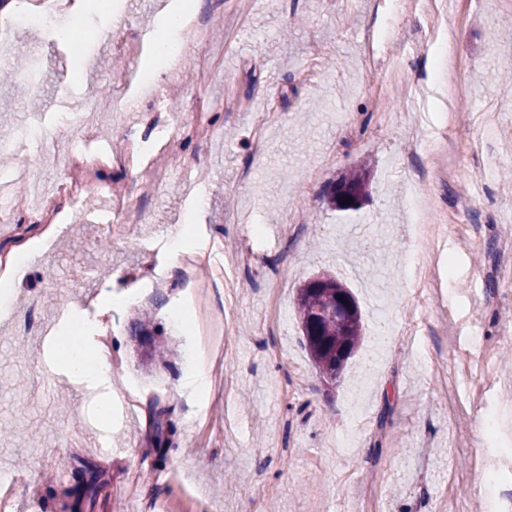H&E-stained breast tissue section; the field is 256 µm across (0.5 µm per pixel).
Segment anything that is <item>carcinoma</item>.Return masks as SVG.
I'll use <instances>...</instances> for the list:
<instances>
[{
    "instance_id": "obj_1",
    "label": "carcinoma",
    "mask_w": 512,
    "mask_h": 512,
    "mask_svg": "<svg viewBox=\"0 0 512 512\" xmlns=\"http://www.w3.org/2000/svg\"><path fill=\"white\" fill-rule=\"evenodd\" d=\"M369 184L368 166L362 165L351 170L335 186L330 204L338 210L350 209V205L343 204V200L351 198L360 201L366 195ZM342 287L344 284L335 276L323 272L306 281L299 288L296 298L298 319L307 323L303 344L313 368L325 380H334L336 375L344 373L364 338L363 318L358 309L336 312L339 289ZM134 335L141 339L153 359L163 360L172 355L169 345L155 338L149 316L138 318ZM164 413L165 410H159L154 405L150 407L153 438L160 453L170 443L168 434L162 428Z\"/></svg>"
}]
</instances>
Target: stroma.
<instances>
[{
    "label": "stroma",
    "mask_w": 512,
    "mask_h": 512,
    "mask_svg": "<svg viewBox=\"0 0 512 512\" xmlns=\"http://www.w3.org/2000/svg\"><path fill=\"white\" fill-rule=\"evenodd\" d=\"M18 39L41 78L38 91L23 88L15 60L0 62V140L14 158L0 176L63 178L51 138L91 102L103 108L93 147L124 154L125 127L106 113L102 89L128 58L106 39L83 50L52 29ZM181 85L168 102V177L140 200L142 224L112 235L97 199L66 207L49 237L34 224L0 230V254L26 243L35 255L13 318L0 317V473L20 477L12 512H63L59 477L87 462L104 480L92 512H443L458 500L488 512L471 493L477 464L505 443L484 410L504 411L498 428L512 433V364L501 358L512 290L500 278L512 264V183L502 178L512 169V99L502 97L512 88V0H224L205 60H185ZM64 87L74 109L59 104ZM267 110L276 118L258 153L252 134ZM365 160L367 196L331 208V184ZM287 216L299 237L281 235ZM166 224L189 226L191 247L172 252L156 236ZM354 225L371 226L372 241L351 235ZM197 257L208 305L224 315L208 354L184 278ZM418 266L435 270L443 295L422 314L408 287ZM324 271L351 288L366 329L334 384L313 369L295 309L299 288ZM35 296L33 331L19 334ZM380 303L394 341L365 371ZM75 309L113 347L100 365L106 418L98 390L65 374L43 339L62 335ZM144 309L174 349L168 365L143 362L129 334ZM474 327L479 354L465 351ZM423 341L432 357L420 355ZM198 370L210 382L201 395L185 385ZM153 402L176 428L162 461ZM346 433L352 446L336 455ZM115 443L124 454H109Z\"/></svg>",
    "instance_id": "stroma-1"
}]
</instances>
